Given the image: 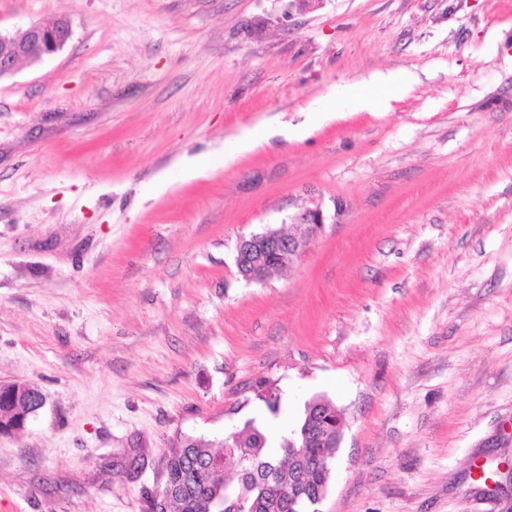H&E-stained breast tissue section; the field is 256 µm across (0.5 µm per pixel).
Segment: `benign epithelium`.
Listing matches in <instances>:
<instances>
[{
  "mask_svg": "<svg viewBox=\"0 0 512 512\" xmlns=\"http://www.w3.org/2000/svg\"><path fill=\"white\" fill-rule=\"evenodd\" d=\"M72 36L64 18L33 23L14 33H0V79L11 75L19 63L40 62L59 51ZM295 230L285 233L267 228L239 239L236 268L247 282L261 283L299 259L324 226L323 214L309 210L294 222Z\"/></svg>",
  "mask_w": 512,
  "mask_h": 512,
  "instance_id": "1",
  "label": "benign epithelium"
}]
</instances>
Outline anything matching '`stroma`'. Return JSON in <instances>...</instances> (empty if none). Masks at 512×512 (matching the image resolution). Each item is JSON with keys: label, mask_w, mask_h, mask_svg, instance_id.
<instances>
[{"label": "stroma", "mask_w": 512, "mask_h": 512, "mask_svg": "<svg viewBox=\"0 0 512 512\" xmlns=\"http://www.w3.org/2000/svg\"><path fill=\"white\" fill-rule=\"evenodd\" d=\"M55 17L64 49L0 79V383L45 396L0 435V512H146L173 440L271 385L282 421L344 414L322 512H504L475 477L512 458V0H0L4 31ZM314 209L308 251L243 281L238 239ZM417 80V76L410 72L398 76L391 71H378L371 74L368 79L345 84L337 95L316 100L309 104L306 110L321 121L334 117L336 103L357 111L374 110L382 102L384 91L404 95L413 88ZM282 135L286 139L297 138L301 134V130L293 127L288 122H278L276 126L269 123H261L256 125L251 132L238 137L235 140L232 152L224 153V160H232L237 155H242L257 149L263 143H267L268 139L273 135Z\"/></svg>", "instance_id": "1"}]
</instances>
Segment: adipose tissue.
I'll return each instance as SVG.
<instances>
[{"label": "adipose tissue", "instance_id": "ef3b65f1", "mask_svg": "<svg viewBox=\"0 0 512 512\" xmlns=\"http://www.w3.org/2000/svg\"><path fill=\"white\" fill-rule=\"evenodd\" d=\"M417 82L415 74L401 75L393 72H375L368 79L345 84L337 95L322 98L309 104L308 110L322 121L332 119L337 106H345L358 111L376 109L384 93L399 95L409 92Z\"/></svg>", "mask_w": 512, "mask_h": 512}]
</instances>
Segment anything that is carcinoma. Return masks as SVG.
<instances>
[{"mask_svg":"<svg viewBox=\"0 0 512 512\" xmlns=\"http://www.w3.org/2000/svg\"><path fill=\"white\" fill-rule=\"evenodd\" d=\"M24 388L26 393L19 397L17 383L0 387L1 429L23 427V421L43 407L38 399L41 392L29 384ZM259 400L270 417L279 418L284 407L279 389L262 390ZM317 413L334 416L336 406L324 397L309 400L299 421L281 429L273 440L252 418L241 431L222 439L220 451L202 437L177 438L164 459L165 483L157 492L144 491L147 512H153L156 496L160 512H270L271 499L288 498L300 455L315 464L311 471L314 484L330 488L336 449L306 434ZM227 472L235 473L236 481L226 480Z\"/></svg>","mask_w":512,"mask_h":512,"instance_id":"carcinoma-1","label":"carcinoma"}]
</instances>
